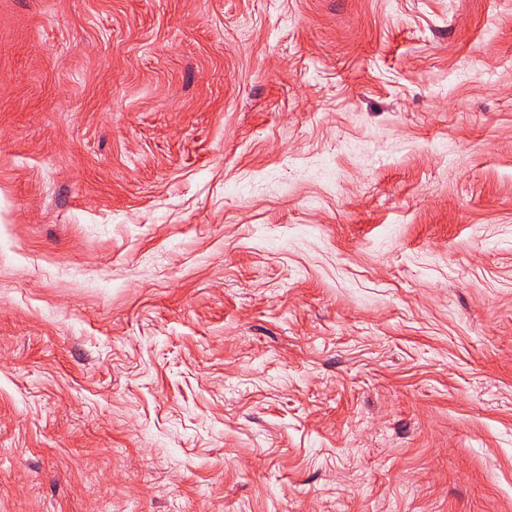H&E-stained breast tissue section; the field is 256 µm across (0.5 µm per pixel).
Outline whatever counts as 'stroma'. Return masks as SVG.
Returning <instances> with one entry per match:
<instances>
[{"label":"stroma","instance_id":"35a3bbf8","mask_svg":"<svg viewBox=\"0 0 512 512\" xmlns=\"http://www.w3.org/2000/svg\"><path fill=\"white\" fill-rule=\"evenodd\" d=\"M0 512H512V0H0Z\"/></svg>","mask_w":512,"mask_h":512}]
</instances>
